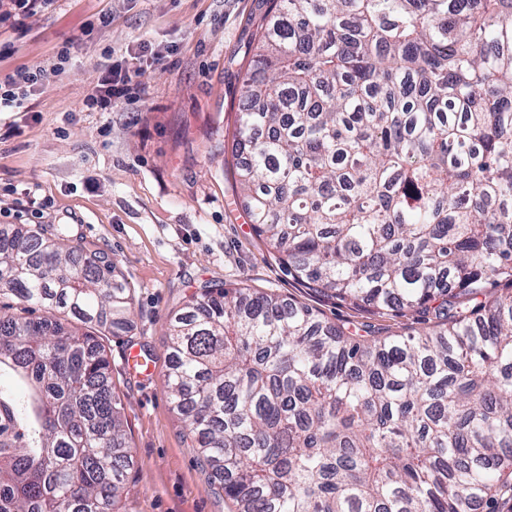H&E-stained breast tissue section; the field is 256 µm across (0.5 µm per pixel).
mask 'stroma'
I'll return each mask as SVG.
<instances>
[{
	"instance_id": "obj_1",
	"label": "stroma",
	"mask_w": 512,
	"mask_h": 512,
	"mask_svg": "<svg viewBox=\"0 0 512 512\" xmlns=\"http://www.w3.org/2000/svg\"><path fill=\"white\" fill-rule=\"evenodd\" d=\"M266 9L265 0H57L26 31L0 28L1 73L53 68L58 49H69L63 72L24 111L0 112V227L67 225L84 254H105L132 289L128 328L102 339L134 454L130 512H230L165 385L170 318L203 286L293 298L329 325L380 336L429 326L409 310L378 313L312 293L253 233L224 142ZM102 13L110 25H97ZM144 45L163 60L144 64L111 111H83L100 64L132 61ZM130 349L152 363L150 374L125 363Z\"/></svg>"
}]
</instances>
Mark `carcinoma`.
Listing matches in <instances>:
<instances>
[{
  "instance_id": "1",
  "label": "carcinoma",
  "mask_w": 512,
  "mask_h": 512,
  "mask_svg": "<svg viewBox=\"0 0 512 512\" xmlns=\"http://www.w3.org/2000/svg\"><path fill=\"white\" fill-rule=\"evenodd\" d=\"M267 3L224 158L253 232L304 287L434 325L368 338L204 288L170 323L173 409L235 512L512 496V0ZM78 252L64 224L0 230L26 312L0 313V512H127L97 334L134 298Z\"/></svg>"
}]
</instances>
